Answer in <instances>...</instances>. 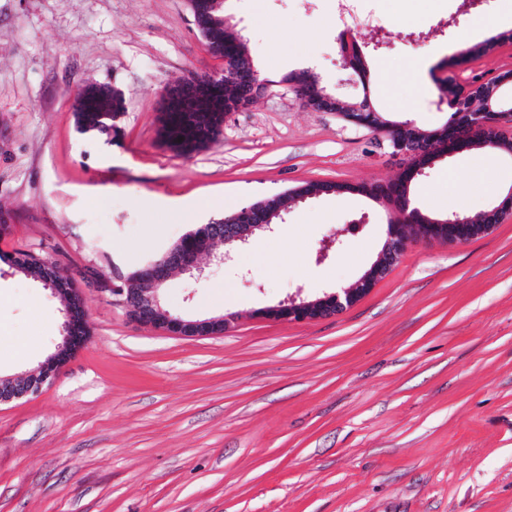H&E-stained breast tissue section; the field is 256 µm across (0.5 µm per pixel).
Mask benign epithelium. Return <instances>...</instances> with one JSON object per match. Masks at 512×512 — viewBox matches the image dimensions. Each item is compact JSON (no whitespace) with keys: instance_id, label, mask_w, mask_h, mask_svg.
I'll return each mask as SVG.
<instances>
[{"instance_id":"obj_1","label":"benign epithelium","mask_w":512,"mask_h":512,"mask_svg":"<svg viewBox=\"0 0 512 512\" xmlns=\"http://www.w3.org/2000/svg\"><path fill=\"white\" fill-rule=\"evenodd\" d=\"M436 86L441 103L448 100L462 101L473 94L479 95L483 101V110L480 112H458L451 116L446 127L448 138L453 141H469L475 137L496 140L502 134L504 123L512 124V108L504 111L500 107L503 93L509 88L512 89V71L501 73L486 83H472L462 90L457 87L456 82L449 79V76L441 74L436 76ZM200 88L201 81L197 78L178 81L166 89L165 105L179 104L190 108L200 96ZM268 88V84L257 79L249 80L239 86L238 96L243 102L249 101L265 93ZM294 88L304 97L308 110L335 112L341 105L336 96L321 89L310 73L294 83ZM391 147L395 153L407 157L408 164L402 173L413 178L424 173V168L418 165V162L425 154L436 151L434 144L415 138L396 139ZM321 185V190L308 189L304 186L286 189L252 202L220 221L202 225L198 231L192 233L193 244L169 249L140 271L139 280L147 284V287L130 288L127 279L123 278L121 284L111 288L112 294L121 297L132 319L170 335L193 337L224 334L232 321V316L223 314L198 320L174 316L162 305L160 290L176 270L190 274L201 273L198 259L203 255H213L212 244L216 242L224 243V253L217 256V261L224 264L233 261L235 250L245 245L252 234L257 231H274L272 218L282 211H288V206L292 204L323 194L360 193L358 184L323 181ZM371 196L379 201L395 203L405 217L401 224L388 225L387 239L377 260L363 274L357 287L335 290L315 299L290 297L276 306L264 309L262 316L288 322H310L335 316L354 306L398 264L409 236L416 234L448 243L465 241L461 233L464 220L460 218L454 221L425 218L417 208L410 207L407 193L398 197L373 190ZM509 215H512V190L501 202L487 209L490 221L480 225L476 237L484 236ZM52 292L58 298L71 295V301L64 302L65 323L62 342L36 371L17 377L0 376V403L37 394L46 382L59 373L76 347L82 343V337L78 336L79 326L86 323L82 289L57 287L52 289Z\"/></svg>"}]
</instances>
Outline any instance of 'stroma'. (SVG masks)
I'll return each mask as SVG.
<instances>
[{"instance_id": "obj_1", "label": "stroma", "mask_w": 512, "mask_h": 512, "mask_svg": "<svg viewBox=\"0 0 512 512\" xmlns=\"http://www.w3.org/2000/svg\"><path fill=\"white\" fill-rule=\"evenodd\" d=\"M356 7L376 21L357 40L363 77L340 52L335 0H224L270 91L177 156L158 140L165 89L224 67L189 0H0V254L52 257L82 286L90 328L53 382L0 405V512H512V218L468 242L413 239L353 307L309 323L259 312L353 287L395 207L300 202L233 264L173 273L163 306L235 315L219 336L136 323L110 292L194 225L266 195L398 178L403 160L377 134L304 108L289 74L430 130L451 115L439 67L464 85L512 70L499 38L512 22L478 36L476 55L459 39L503 0H430L412 18L389 0ZM88 83L125 97L116 142L76 130ZM473 158H439L414 205L439 216L450 176L479 184L474 215L512 190V156L497 153L483 182ZM62 323L50 290L0 261V376L35 370Z\"/></svg>"}]
</instances>
